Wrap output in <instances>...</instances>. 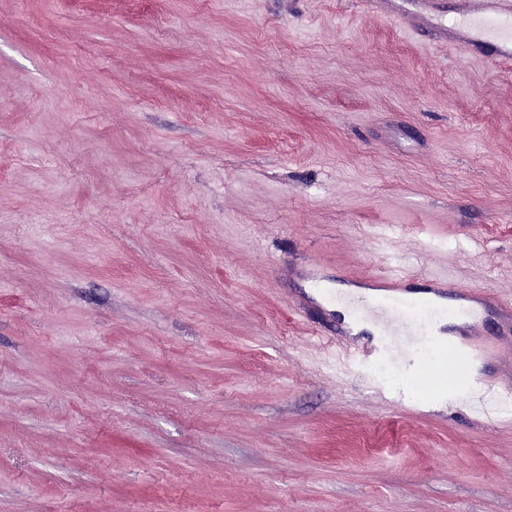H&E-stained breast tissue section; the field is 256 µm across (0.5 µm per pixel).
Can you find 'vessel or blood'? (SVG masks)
<instances>
[{
	"label": "vessel or blood",
	"mask_w": 512,
	"mask_h": 512,
	"mask_svg": "<svg viewBox=\"0 0 512 512\" xmlns=\"http://www.w3.org/2000/svg\"><path fill=\"white\" fill-rule=\"evenodd\" d=\"M356 5L361 13L395 25L424 45L447 46L495 68L512 65V0H455L451 20L444 0H356ZM455 278L454 263L449 260L443 271L423 275L420 281L430 301H452L457 320L448 326V343L471 376L468 398L512 397V363L500 359L497 343L479 336L480 323L492 314L512 333V297L504 300L485 290L461 288ZM409 279L402 271L363 278L375 300L359 304L355 320L373 324L377 331L327 346L328 366L353 359L369 365L388 361L408 376L418 371V339L434 336L439 315L414 308Z\"/></svg>",
	"instance_id": "1"
}]
</instances>
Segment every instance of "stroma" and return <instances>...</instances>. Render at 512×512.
Listing matches in <instances>:
<instances>
[{
    "instance_id": "stroma-1",
    "label": "stroma",
    "mask_w": 512,
    "mask_h": 512,
    "mask_svg": "<svg viewBox=\"0 0 512 512\" xmlns=\"http://www.w3.org/2000/svg\"><path fill=\"white\" fill-rule=\"evenodd\" d=\"M392 252L512 290V70L355 0H0V512H512L449 350L401 410L317 363Z\"/></svg>"
}]
</instances>
